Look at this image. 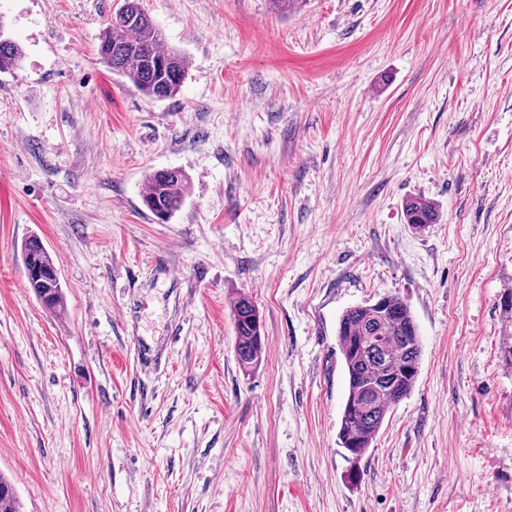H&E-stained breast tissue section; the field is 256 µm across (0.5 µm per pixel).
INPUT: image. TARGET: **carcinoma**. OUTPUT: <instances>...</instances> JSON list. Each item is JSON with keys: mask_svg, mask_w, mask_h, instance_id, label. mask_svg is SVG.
Listing matches in <instances>:
<instances>
[{"mask_svg": "<svg viewBox=\"0 0 512 512\" xmlns=\"http://www.w3.org/2000/svg\"><path fill=\"white\" fill-rule=\"evenodd\" d=\"M124 5L99 38L100 62L147 97L176 96L187 74L185 55L167 44L141 0H124ZM23 56L21 45L10 37L0 15V74L16 70ZM187 193L188 178L181 170L161 169L147 175L142 201L165 222L181 207ZM404 211L406 223L419 231L440 217L435 205L422 197L408 198ZM23 261L28 286L39 302L49 311H60L63 291L58 271L38 237L25 241ZM232 316L235 356L240 366L249 369L262 357L259 308L251 298L240 295L233 301ZM336 336L347 378L338 443L355 465L368 452L390 409L414 389L422 341L409 305L391 294L343 311ZM0 512H20L13 486L1 475Z\"/></svg>", "mask_w": 512, "mask_h": 512, "instance_id": "obj_1", "label": "carcinoma"}]
</instances>
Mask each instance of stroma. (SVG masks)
<instances>
[{
	"instance_id": "stroma-1",
	"label": "stroma",
	"mask_w": 512,
	"mask_h": 512,
	"mask_svg": "<svg viewBox=\"0 0 512 512\" xmlns=\"http://www.w3.org/2000/svg\"><path fill=\"white\" fill-rule=\"evenodd\" d=\"M119 5L0 0L25 52L0 75V472L23 512H512V0H143L187 58L163 101L98 60ZM167 168L189 190L163 223L142 195ZM410 196L438 223L406 224ZM33 234L63 311L26 286ZM384 294L420 374L353 482L336 329ZM237 362L244 369L257 365L262 357L263 341L259 308L245 295L238 296L232 305Z\"/></svg>"
}]
</instances>
